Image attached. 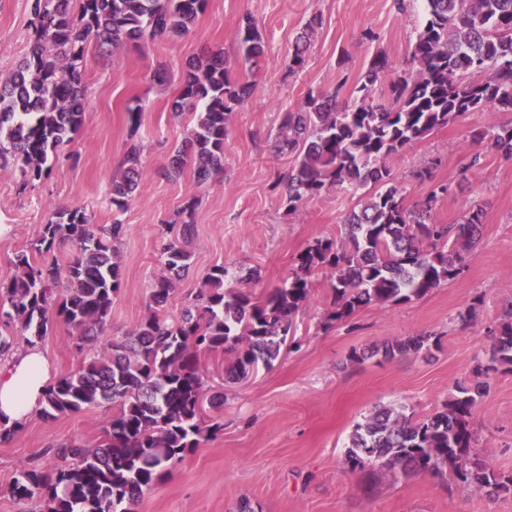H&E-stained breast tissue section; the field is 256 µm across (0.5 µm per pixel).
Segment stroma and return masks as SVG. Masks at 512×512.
I'll return each mask as SVG.
<instances>
[{
	"label": "stroma",
	"instance_id": "1",
	"mask_svg": "<svg viewBox=\"0 0 512 512\" xmlns=\"http://www.w3.org/2000/svg\"><path fill=\"white\" fill-rule=\"evenodd\" d=\"M320 16L304 67L289 75L281 60L311 16ZM258 21L265 43L257 67L234 63L235 77L254 82L224 142V171L198 183L191 170L175 180L165 169L185 137L186 119L174 117L190 59L220 47L236 53V33L245 18ZM30 0H0V82L27 51ZM424 19L422 0L399 11L395 0H207L187 35L141 47L131 45L102 57L87 48L82 72L87 87L83 125L71 149L74 160L35 186L24 189L15 167H0V282L15 274L16 254L29 251L42 224L56 209H86L92 223L120 218L126 234L119 246L123 287L112 305L107 336L130 332L146 313L151 281L161 273V225L184 202L197 200L194 272L177 282L170 316H178L202 275L224 265L234 274L260 272L257 292L288 277L297 255L316 237H336L356 199L332 191L291 213L278 186L290 157L273 152L279 113L299 108L308 91L331 92L343 78H356L377 51L393 66L408 67ZM166 85L150 79L156 66ZM142 102L138 141L144 178L125 212L109 202L112 181L127 148L128 107ZM505 114L475 112L438 129L392 159L406 175L408 201L425 196L432 183H452L467 169L462 189L440 199L441 224L456 223L472 204L486 217L481 241L465 272L420 299L390 307L368 306L343 322L323 328L332 288L321 280L297 317V348L284 351L271 368L248 381H224L225 356L201 358L207 394L224 403L206 408V424L221 423L217 435L202 439L138 501L135 512H238L249 499L256 512H512V495L495 498L447 485L430 476L382 481L365 491L364 476L345 463L349 436L375 405L403 406L421 417L441 408L458 379L467 377L489 348L490 332L503 308L512 304V155L474 144L476 126L504 122ZM437 167L432 182L411 173L428 161ZM475 306L476 318L462 324L458 311ZM434 332L431 352L349 362L363 350L406 336ZM40 348L54 377L79 368L82 358L67 326L55 322ZM112 410L102 406L45 421L34 414L0 442V512H40L39 503L17 501L10 487L21 466L54 472L61 444H96ZM477 452L493 466L512 471V371L489 379L475 414Z\"/></svg>",
	"mask_w": 512,
	"mask_h": 512
}]
</instances>
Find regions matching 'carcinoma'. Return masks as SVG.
Here are the masks:
<instances>
[{
    "instance_id": "carcinoma-1",
    "label": "carcinoma",
    "mask_w": 512,
    "mask_h": 512,
    "mask_svg": "<svg viewBox=\"0 0 512 512\" xmlns=\"http://www.w3.org/2000/svg\"><path fill=\"white\" fill-rule=\"evenodd\" d=\"M207 0H32L27 56L0 83V164L14 165L26 187L50 177L60 153L83 123L86 84L81 63L93 45L106 55L127 44L170 41L188 33ZM409 72L400 75L382 51L355 80L349 98L309 91L295 111L279 113L277 151L294 155L282 196L291 213L332 189L358 197L338 237H317L296 260L283 284L256 294L243 279L216 265L180 317L167 315L176 282L192 266L190 245L197 202L190 200L168 224L161 249L165 273L148 289V312L126 336L82 360L80 368L53 382L42 400L46 420L83 409L112 406L101 440L93 446L57 449L62 465L49 478L21 467L10 494L38 499L43 512H133L132 507L168 467L199 445L204 377L200 355L224 352L225 379L247 378L272 366L294 318L309 303L319 277L333 292L328 321L342 322L370 305L389 307L419 299L457 279L482 233L485 211L474 204L455 224H439L435 205L448 194L438 183L412 204L405 181L389 160L413 144L473 112H512V0H423ZM320 25L311 17L283 60L293 74L306 62L310 37ZM238 53L252 66L264 54L256 23L237 32ZM223 50L190 64L172 111L192 114L166 175L177 179L193 167L200 183L224 170V141L232 115L254 84L231 76ZM388 82L386 101L373 90ZM142 107L128 109L130 142L123 173L112 182L111 203L124 212L139 189L143 164L135 139ZM471 140L512 154V121L479 126ZM125 225L115 218L98 226L81 208L54 210L31 249L48 253L72 244L65 268L37 265L16 255V274L0 285V355L13 347V330L35 345L60 319L83 354L107 329L113 300L123 286L119 244ZM66 285H61V281ZM439 337L394 339L368 353L392 359L430 351ZM512 369V304L498 318L489 358L456 382L432 414L377 405L354 425L345 463L373 481L429 475L449 478L488 497L512 495V473L497 471L473 451L474 415L488 379Z\"/></svg>"
}]
</instances>
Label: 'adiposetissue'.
<instances>
[{"instance_id":"adipose-tissue-1","label":"adipose tissue","mask_w":512,"mask_h":512,"mask_svg":"<svg viewBox=\"0 0 512 512\" xmlns=\"http://www.w3.org/2000/svg\"><path fill=\"white\" fill-rule=\"evenodd\" d=\"M53 374L40 348L26 346L0 361V421L21 422L36 413Z\"/></svg>"}]
</instances>
